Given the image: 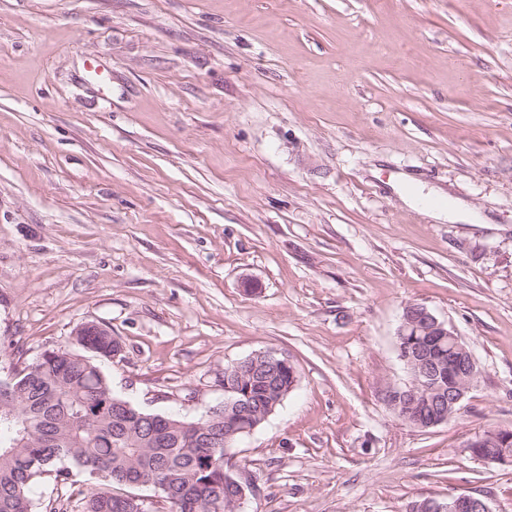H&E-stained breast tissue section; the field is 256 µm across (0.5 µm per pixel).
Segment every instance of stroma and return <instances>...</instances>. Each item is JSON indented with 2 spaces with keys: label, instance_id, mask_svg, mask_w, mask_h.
<instances>
[{
  "label": "stroma",
  "instance_id": "1",
  "mask_svg": "<svg viewBox=\"0 0 512 512\" xmlns=\"http://www.w3.org/2000/svg\"><path fill=\"white\" fill-rule=\"evenodd\" d=\"M411 178L481 216L436 220ZM480 374L422 431L406 305ZM115 394L198 419L267 349L298 382L228 450L245 512H407L512 465V0H0V377L83 323ZM257 359L263 361L265 363V366L269 368H273L275 370L289 368L292 377H295V375H297L296 367L290 361V359H288V356L279 355V353L274 351L255 352L251 356L245 358L244 360L234 362L231 365L225 366L224 370L228 376H230V373H233V375L231 376L234 378H246L253 375L254 370L247 371L245 370V367H247L252 360L256 362ZM471 450L475 454V457L482 459L477 452L476 448H484L488 453L498 456L500 459H507L504 461L494 460L490 463H512V431L503 429H488L485 430L479 437L473 440ZM482 443V444H481ZM478 445V446H477ZM480 445V446H479ZM483 460V459H482Z\"/></svg>",
  "mask_w": 512,
  "mask_h": 512
}]
</instances>
